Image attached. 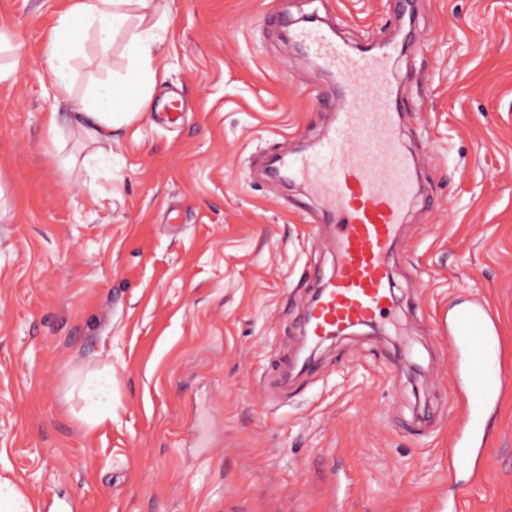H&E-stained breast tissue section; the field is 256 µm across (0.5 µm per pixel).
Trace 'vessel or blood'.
Here are the masks:
<instances>
[{"label":"vessel or blood","mask_w":512,"mask_h":512,"mask_svg":"<svg viewBox=\"0 0 512 512\" xmlns=\"http://www.w3.org/2000/svg\"><path fill=\"white\" fill-rule=\"evenodd\" d=\"M301 37L347 85L339 125L327 146L279 163L290 179L322 199L333 229L336 264L304 322L308 338L318 343L393 308L388 258L419 186L414 159L396 136L400 105L391 67L396 46L367 56L314 27ZM448 339L460 396L450 468L474 479L484 468L485 437L512 380L496 370L502 343L487 306L460 308L448 324Z\"/></svg>","instance_id":"b4317fda"}]
</instances>
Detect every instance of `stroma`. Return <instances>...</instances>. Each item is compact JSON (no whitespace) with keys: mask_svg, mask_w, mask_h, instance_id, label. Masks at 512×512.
<instances>
[{"mask_svg":"<svg viewBox=\"0 0 512 512\" xmlns=\"http://www.w3.org/2000/svg\"><path fill=\"white\" fill-rule=\"evenodd\" d=\"M64 0H0V480L31 512H436L457 418L441 331L487 303L512 376V0H169L151 108L90 142L56 104L46 47ZM316 15L393 62L425 196L389 257L396 305L283 358L336 254L320 199L268 178L336 112L281 19ZM126 36L89 39L72 92L126 74ZM112 382L94 419L83 384ZM457 512H512V398Z\"/></svg>","mask_w":512,"mask_h":512,"instance_id":"obj_1","label":"stroma"}]
</instances>
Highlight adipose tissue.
Listing matches in <instances>:
<instances>
[{
    "instance_id": "1",
    "label": "adipose tissue",
    "mask_w": 512,
    "mask_h": 512,
    "mask_svg": "<svg viewBox=\"0 0 512 512\" xmlns=\"http://www.w3.org/2000/svg\"><path fill=\"white\" fill-rule=\"evenodd\" d=\"M166 9L167 0H71L61 14L48 50L55 98L75 104L92 140H110L113 130L132 122L148 107L154 87L165 79L160 69L163 40L146 21L163 16ZM91 34L104 45L116 35H127L128 72L121 79L97 84L76 100L72 62Z\"/></svg>"
}]
</instances>
